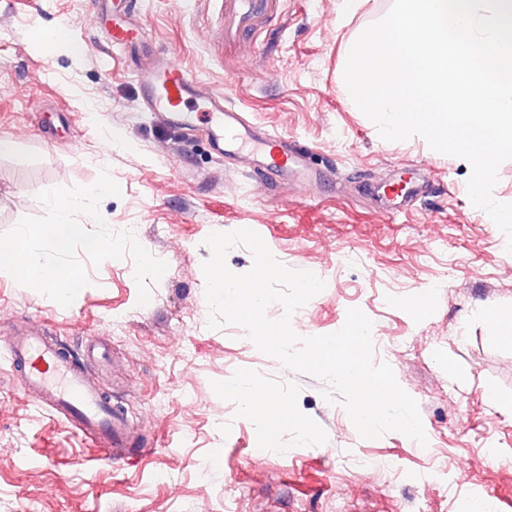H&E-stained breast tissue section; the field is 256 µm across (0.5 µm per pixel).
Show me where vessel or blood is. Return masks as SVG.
Wrapping results in <instances>:
<instances>
[{"label": "vessel or blood", "instance_id": "1", "mask_svg": "<svg viewBox=\"0 0 512 512\" xmlns=\"http://www.w3.org/2000/svg\"><path fill=\"white\" fill-rule=\"evenodd\" d=\"M90 5L91 23L113 51L126 59L135 58L142 103L159 112L163 121L189 135L197 127V113H208L207 131L218 153L247 159L246 171L257 181L284 183L307 171L310 147L289 145L286 139L253 127L222 93L209 90L168 55L150 46L136 17V0H90ZM260 5L261 0H231L235 27L248 26ZM416 192L411 177L403 176L387 195L404 210ZM8 361L11 368L24 370L29 389L37 392L42 402L66 416L78 434L101 448L103 462L133 461L126 419L113 410L111 398L88 378L70 352L23 326L8 338Z\"/></svg>", "mask_w": 512, "mask_h": 512}]
</instances>
